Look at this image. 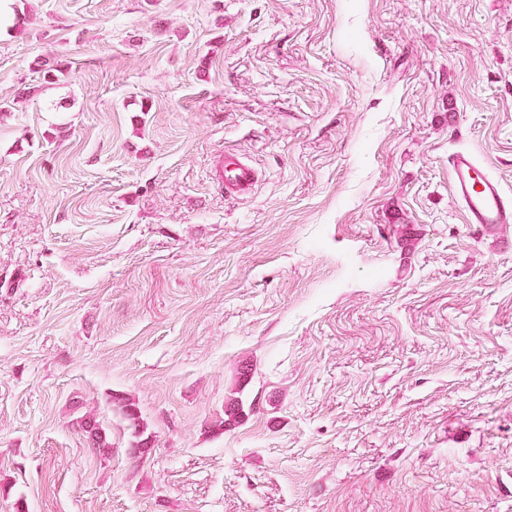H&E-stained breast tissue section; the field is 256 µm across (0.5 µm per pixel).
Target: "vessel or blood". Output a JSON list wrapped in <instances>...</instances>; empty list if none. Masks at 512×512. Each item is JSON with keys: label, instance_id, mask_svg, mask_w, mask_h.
Returning a JSON list of instances; mask_svg holds the SVG:
<instances>
[{"label": "vessel or blood", "instance_id": "obj_1", "mask_svg": "<svg viewBox=\"0 0 512 512\" xmlns=\"http://www.w3.org/2000/svg\"><path fill=\"white\" fill-rule=\"evenodd\" d=\"M451 191L460 205L466 223L475 224L488 232L512 223V195L470 151L462 149L448 158ZM218 179L226 193L248 194L256 180L255 169L245 162L230 164L220 171Z\"/></svg>", "mask_w": 512, "mask_h": 512}]
</instances>
